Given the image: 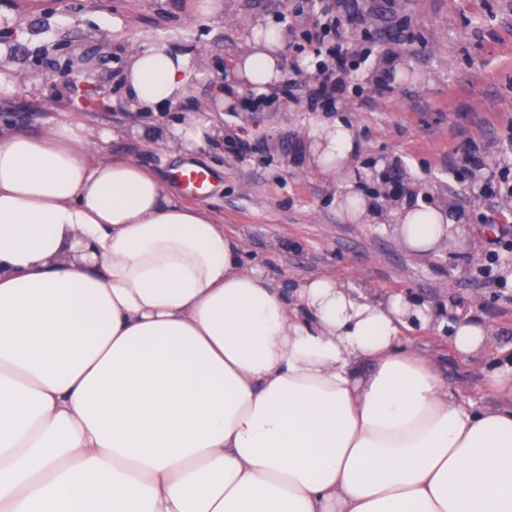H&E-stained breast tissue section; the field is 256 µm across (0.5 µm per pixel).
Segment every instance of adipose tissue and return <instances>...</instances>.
<instances>
[{"instance_id": "1", "label": "adipose tissue", "mask_w": 512, "mask_h": 512, "mask_svg": "<svg viewBox=\"0 0 512 512\" xmlns=\"http://www.w3.org/2000/svg\"><path fill=\"white\" fill-rule=\"evenodd\" d=\"M283 40L261 30L224 89L263 94ZM170 45L133 48L122 80L155 112L201 79ZM190 113L148 140L222 138ZM89 129L0 131V512H512V341L459 315L497 405L465 406L417 336L445 320L408 293L325 273L285 291L216 217L133 158L95 159ZM311 161L355 149L314 122ZM402 245L440 250L452 220L395 214Z\"/></svg>"}]
</instances>
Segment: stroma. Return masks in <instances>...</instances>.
Segmentation results:
<instances>
[{
    "label": "stroma",
    "instance_id": "stroma-1",
    "mask_svg": "<svg viewBox=\"0 0 512 512\" xmlns=\"http://www.w3.org/2000/svg\"><path fill=\"white\" fill-rule=\"evenodd\" d=\"M197 0H0V125L29 135L63 112H77L92 135L96 156L136 158L169 196L213 211L228 235L246 245V259L292 289L303 279L331 273L378 292L406 291L455 319L499 328L512 338V245L491 259L487 217L512 226V198L474 195L475 183L512 170V0H367L366 22L351 27L348 47L358 69L335 107L293 102L268 92L266 105L226 109L222 88L235 58L257 27L286 32L283 56L300 81L314 78V43L307 24L313 0H224L218 16H203ZM69 36L112 43L121 52L154 40L199 57L205 80L177 104L149 116L134 109L79 106L73 93L56 92L46 72L33 66L36 52ZM388 82L379 91L380 82ZM209 112L223 141L173 151L146 141L148 123L163 127L183 113ZM341 120L356 148L343 179L322 176L312 165L306 133L313 122ZM116 131L108 144L98 135ZM248 141L238 152L234 140ZM471 143L483 162L470 178L451 171L456 150ZM195 164L212 175L207 193L186 192L172 178ZM373 197L380 220H347L340 198L348 191ZM440 207L462 224L450 229L440 252L419 255L399 241L389 215L403 198ZM420 347L436 356L463 402L481 407L493 399L479 390L485 360L460 362L445 334L423 331Z\"/></svg>",
    "mask_w": 512,
    "mask_h": 512
}]
</instances>
